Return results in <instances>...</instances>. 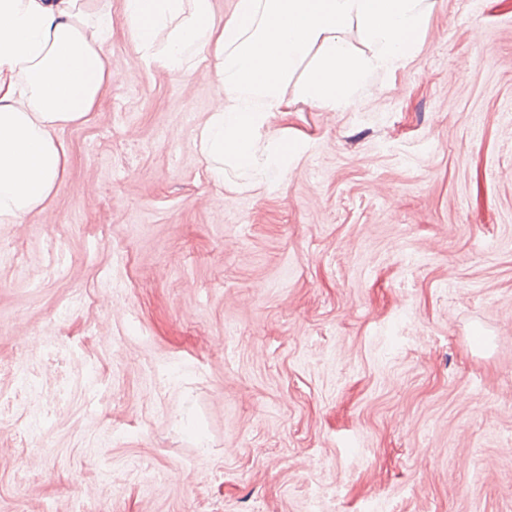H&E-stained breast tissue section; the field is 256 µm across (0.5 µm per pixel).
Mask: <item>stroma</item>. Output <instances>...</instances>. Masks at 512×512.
<instances>
[{"label":"stroma","mask_w":512,"mask_h":512,"mask_svg":"<svg viewBox=\"0 0 512 512\" xmlns=\"http://www.w3.org/2000/svg\"><path fill=\"white\" fill-rule=\"evenodd\" d=\"M123 2L63 181L0 224V393L67 353L0 423V512H512V0H423L345 109L292 77L272 182L213 180V72L146 66Z\"/></svg>","instance_id":"stroma-1"}]
</instances>
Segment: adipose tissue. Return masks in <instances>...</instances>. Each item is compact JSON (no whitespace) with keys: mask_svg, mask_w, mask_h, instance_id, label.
<instances>
[{"mask_svg":"<svg viewBox=\"0 0 512 512\" xmlns=\"http://www.w3.org/2000/svg\"><path fill=\"white\" fill-rule=\"evenodd\" d=\"M421 0H236L214 20L212 0H125L124 18L146 64H206L221 100L199 141L215 179L224 161L278 177L296 147L262 152L258 131L288 109L289 77L310 104L338 110L370 73L403 66L426 23ZM357 28L367 53L344 35ZM112 16L101 0H0V223L18 224L52 197L66 165L59 131L84 122L112 73Z\"/></svg>","mask_w":512,"mask_h":512,"instance_id":"1","label":"adipose tissue"}]
</instances>
